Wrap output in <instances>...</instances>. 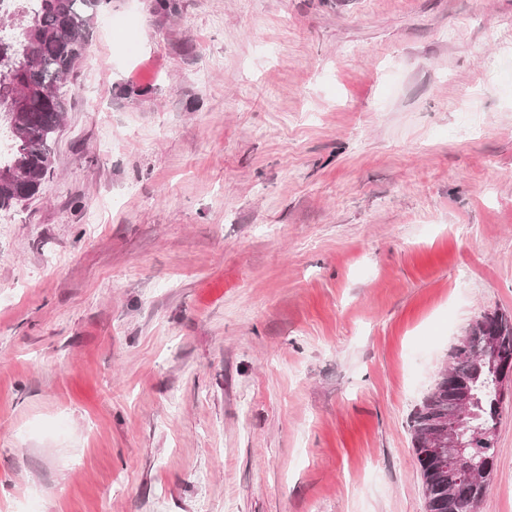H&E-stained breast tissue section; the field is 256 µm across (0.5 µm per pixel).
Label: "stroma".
<instances>
[{
  "label": "stroma",
  "mask_w": 512,
  "mask_h": 512,
  "mask_svg": "<svg viewBox=\"0 0 512 512\" xmlns=\"http://www.w3.org/2000/svg\"><path fill=\"white\" fill-rule=\"evenodd\" d=\"M175 3L97 9L0 211V512H427L408 416L512 316V0Z\"/></svg>",
  "instance_id": "1"
}]
</instances>
